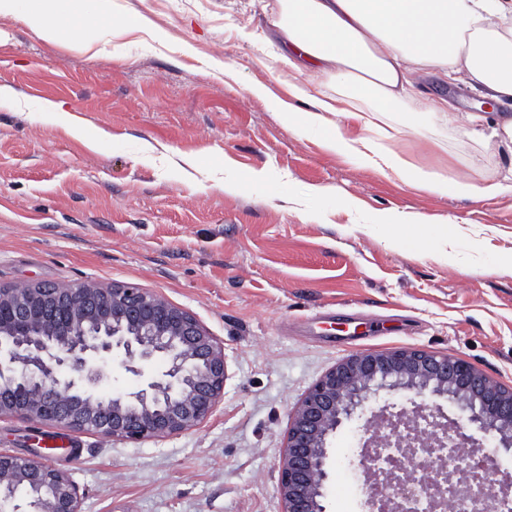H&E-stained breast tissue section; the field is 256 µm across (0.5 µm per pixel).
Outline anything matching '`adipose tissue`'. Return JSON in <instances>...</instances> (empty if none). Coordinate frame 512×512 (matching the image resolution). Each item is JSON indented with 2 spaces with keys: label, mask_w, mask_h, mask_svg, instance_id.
Instances as JSON below:
<instances>
[{
  "label": "adipose tissue",
  "mask_w": 512,
  "mask_h": 512,
  "mask_svg": "<svg viewBox=\"0 0 512 512\" xmlns=\"http://www.w3.org/2000/svg\"><path fill=\"white\" fill-rule=\"evenodd\" d=\"M106 2L0 0V14H21L51 43L78 32L91 14L108 23L111 37L136 27L163 38L145 17L132 25L115 22ZM280 7L273 35L281 59L296 72L329 76L344 90L330 96L318 85H295L291 95L305 98L308 110L268 98L274 112L294 126L324 130L325 147L356 164L389 168L443 195L467 192V185L410 168L369 138L344 134L342 123L372 126L375 113L415 98L420 78L430 75L481 84L500 103L512 99V0H280ZM366 97L375 101L374 111L361 109Z\"/></svg>",
  "instance_id": "obj_1"
}]
</instances>
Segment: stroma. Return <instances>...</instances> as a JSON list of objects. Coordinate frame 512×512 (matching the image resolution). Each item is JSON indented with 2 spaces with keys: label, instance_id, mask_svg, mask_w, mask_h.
<instances>
[{
  "label": "stroma",
  "instance_id": "1",
  "mask_svg": "<svg viewBox=\"0 0 512 512\" xmlns=\"http://www.w3.org/2000/svg\"><path fill=\"white\" fill-rule=\"evenodd\" d=\"M150 16L164 40H112L90 51L41 39L0 15V286L92 282L147 288L191 312L224 347V398L187 432L131 443L0 420V449H30L71 474L82 512H283L278 490L293 409L341 360L417 348L461 357L512 388V196L451 197L328 151L252 94L289 99L332 80L289 70L264 36L278 0H112ZM191 44L193 54L182 51ZM426 91L475 111L476 85L436 76ZM64 103L91 132L45 115ZM415 167L484 187L512 176V154L457 124L396 104L369 133ZM264 172L253 181V172ZM319 195H311V188ZM423 215L412 248L374 217ZM428 396L376 391L330 440L327 512H368L361 487L366 416ZM450 428L488 455L512 489V453L443 404Z\"/></svg>",
  "mask_w": 512,
  "mask_h": 512
}]
</instances>
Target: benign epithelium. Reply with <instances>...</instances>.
<instances>
[{"mask_svg":"<svg viewBox=\"0 0 512 512\" xmlns=\"http://www.w3.org/2000/svg\"><path fill=\"white\" fill-rule=\"evenodd\" d=\"M164 369H155L157 362ZM132 374L136 389L101 394L112 366ZM224 347L189 311L145 288L81 283L59 288L34 283L0 287V419L22 418L50 427L139 442L200 425L224 398ZM376 389L409 390L465 404L470 421L512 447V389L463 358L421 349L351 356L326 372L295 408L279 466L285 512H324L327 440L342 420L364 407ZM389 429L411 459L425 447L424 432L448 433L423 408L382 409L363 426ZM444 468L431 469L420 491L444 498ZM383 500L366 497L370 512H402L415 494L406 469L382 473ZM81 512L68 471L38 455L0 451V504L24 512Z\"/></svg>","mask_w":512,"mask_h":512,"instance_id":"obj_1","label":"benign epithelium"}]
</instances>
